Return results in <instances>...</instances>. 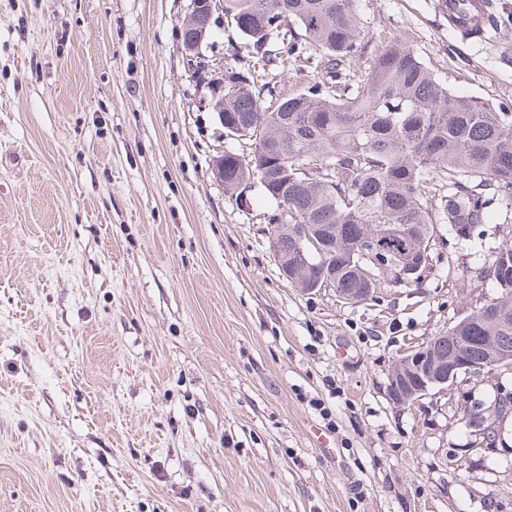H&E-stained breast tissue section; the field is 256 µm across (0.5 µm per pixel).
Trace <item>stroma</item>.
I'll list each match as a JSON object with an SVG mask.
<instances>
[{
	"label": "stroma",
	"mask_w": 512,
	"mask_h": 512,
	"mask_svg": "<svg viewBox=\"0 0 512 512\" xmlns=\"http://www.w3.org/2000/svg\"><path fill=\"white\" fill-rule=\"evenodd\" d=\"M188 4L0 0V512H512V371L387 392L400 350L500 296L512 212L438 225L432 267L374 301L288 283L276 202L212 171L250 146L184 69ZM357 6L365 57L403 38L512 106V0L482 39L438 0Z\"/></svg>",
	"instance_id": "35a3bbf8"
}]
</instances>
